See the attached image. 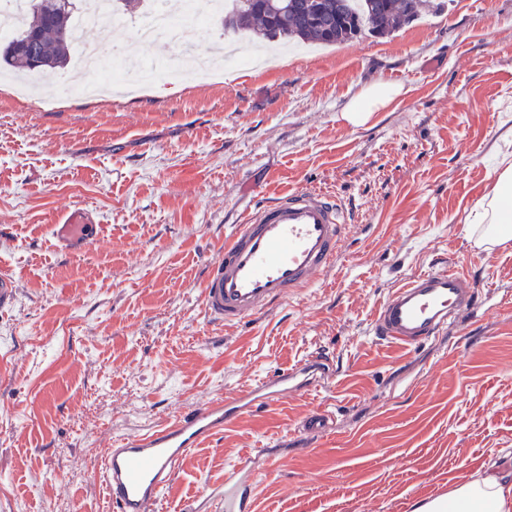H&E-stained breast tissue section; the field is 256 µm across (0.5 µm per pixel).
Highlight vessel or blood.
<instances>
[{
    "label": "vessel or blood",
    "instance_id": "vessel-or-blood-1",
    "mask_svg": "<svg viewBox=\"0 0 512 512\" xmlns=\"http://www.w3.org/2000/svg\"><path fill=\"white\" fill-rule=\"evenodd\" d=\"M346 223L341 202L322 189H293L257 206L225 240L202 285L206 316L232 326L309 287L335 266ZM475 293V283L456 268L412 275L378 308L374 333L407 348L420 346L439 336ZM325 371L313 360L272 373L107 448L96 472L107 500L115 512H152L192 448L241 413L310 388ZM255 485L244 463L226 469L221 512H253Z\"/></svg>",
    "mask_w": 512,
    "mask_h": 512
}]
</instances>
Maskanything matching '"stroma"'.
<instances>
[{"label": "stroma", "mask_w": 512, "mask_h": 512, "mask_svg": "<svg viewBox=\"0 0 512 512\" xmlns=\"http://www.w3.org/2000/svg\"><path fill=\"white\" fill-rule=\"evenodd\" d=\"M76 32L130 71L164 73L165 41ZM377 83L403 92L369 122L342 114ZM0 80V512H113L105 448L317 357L324 381L240 415L192 449L154 512H215L247 459L254 512H411L477 470L512 475V241L477 245L473 218L512 161V0H446L381 38L304 47L272 69L158 82L106 101L16 99ZM318 187L349 226L335 267L224 327L201 285L239 220ZM92 214L107 246L52 238ZM464 269L473 303L436 338L375 336L409 276ZM331 429H300L309 415Z\"/></svg>", "instance_id": "stroma-1"}]
</instances>
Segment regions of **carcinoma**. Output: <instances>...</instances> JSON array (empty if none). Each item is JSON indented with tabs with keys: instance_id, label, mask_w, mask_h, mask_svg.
Segmentation results:
<instances>
[{
	"instance_id": "obj_1",
	"label": "carcinoma",
	"mask_w": 512,
	"mask_h": 512,
	"mask_svg": "<svg viewBox=\"0 0 512 512\" xmlns=\"http://www.w3.org/2000/svg\"><path fill=\"white\" fill-rule=\"evenodd\" d=\"M26 20L0 52V63L48 74L70 63L73 0H28ZM224 28L247 29L262 40L340 44L365 33L385 37L414 20L424 0H230Z\"/></svg>"
}]
</instances>
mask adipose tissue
<instances>
[{"mask_svg":"<svg viewBox=\"0 0 512 512\" xmlns=\"http://www.w3.org/2000/svg\"><path fill=\"white\" fill-rule=\"evenodd\" d=\"M400 92L394 85L375 84L346 109L344 117L353 125H361ZM494 175L492 193L481 204L478 221L486 226L484 242L501 244L512 239L507 228L512 222V163L496 169ZM412 512H512V479L479 470L468 480L450 486L447 494L418 502Z\"/></svg>","mask_w":512,"mask_h":512,"instance_id":"ef3b65f1","label":"adipose tissue"}]
</instances>
